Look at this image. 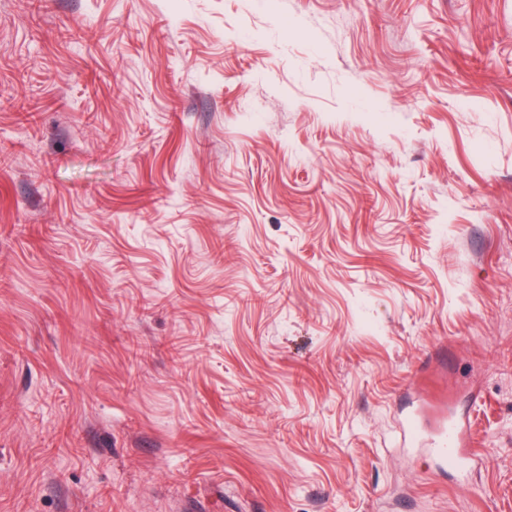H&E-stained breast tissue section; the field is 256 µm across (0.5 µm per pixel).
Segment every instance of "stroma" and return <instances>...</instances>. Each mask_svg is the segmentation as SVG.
<instances>
[{
  "instance_id": "1",
  "label": "stroma",
  "mask_w": 512,
  "mask_h": 512,
  "mask_svg": "<svg viewBox=\"0 0 512 512\" xmlns=\"http://www.w3.org/2000/svg\"><path fill=\"white\" fill-rule=\"evenodd\" d=\"M1 154L0 512H512V0H0ZM403 441L404 446L409 448H427L432 457L452 466L465 468L473 461L466 455L471 453L467 448L470 446L467 428L453 417L448 419V424L429 437L416 432L411 419L407 418L403 425Z\"/></svg>"
}]
</instances>
